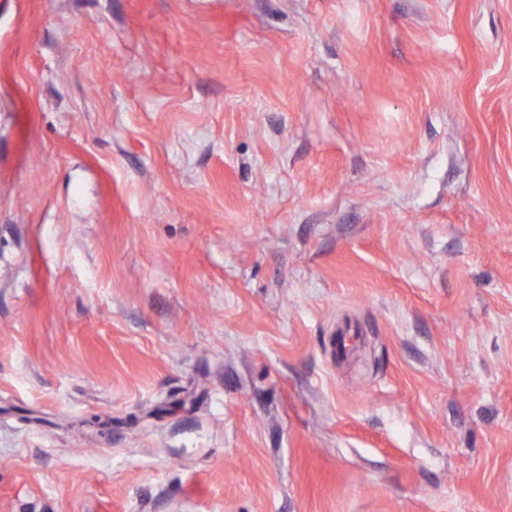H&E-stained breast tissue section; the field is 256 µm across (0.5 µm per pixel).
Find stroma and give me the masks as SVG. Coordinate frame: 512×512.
<instances>
[{
  "instance_id": "stroma-1",
  "label": "stroma",
  "mask_w": 512,
  "mask_h": 512,
  "mask_svg": "<svg viewBox=\"0 0 512 512\" xmlns=\"http://www.w3.org/2000/svg\"><path fill=\"white\" fill-rule=\"evenodd\" d=\"M0 512H512V0H0Z\"/></svg>"
}]
</instances>
